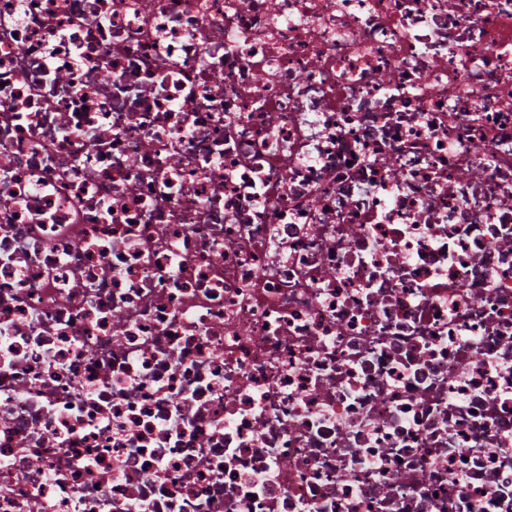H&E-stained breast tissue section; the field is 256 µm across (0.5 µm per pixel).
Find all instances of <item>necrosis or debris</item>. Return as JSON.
I'll list each match as a JSON object with an SVG mask.
<instances>
[{"instance_id":"4bbe7bcc","label":"necrosis or debris","mask_w":512,"mask_h":512,"mask_svg":"<svg viewBox=\"0 0 512 512\" xmlns=\"http://www.w3.org/2000/svg\"><path fill=\"white\" fill-rule=\"evenodd\" d=\"M0 512H512V0H0Z\"/></svg>"}]
</instances>
